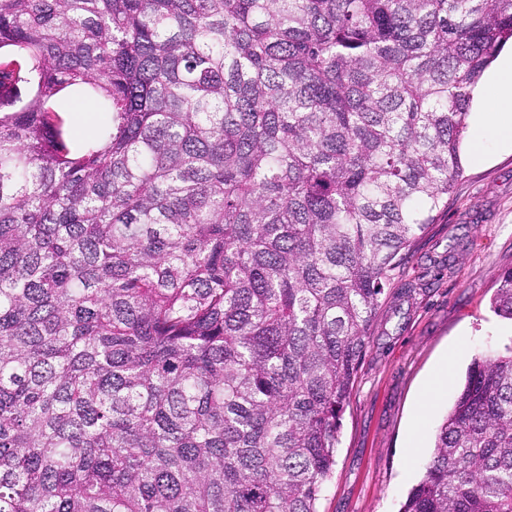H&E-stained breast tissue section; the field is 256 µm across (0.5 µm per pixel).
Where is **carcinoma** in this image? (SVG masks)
Wrapping results in <instances>:
<instances>
[{"mask_svg":"<svg viewBox=\"0 0 512 512\" xmlns=\"http://www.w3.org/2000/svg\"><path fill=\"white\" fill-rule=\"evenodd\" d=\"M510 40L512 0H0V512H319ZM400 512H512L511 348ZM61 111L74 113L68 117L73 125H81L84 122L82 116L76 113H87L90 117L89 127L81 131H76L73 128L65 130L69 137L75 139H80L82 136L92 133L99 126L101 117L103 116L97 100L90 96L74 97L64 100L61 103Z\"/></svg>","mask_w":512,"mask_h":512,"instance_id":"obj_1","label":"carcinoma"}]
</instances>
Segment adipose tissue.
I'll return each instance as SVG.
<instances>
[{"label":"adipose tissue","instance_id":"adipose-tissue-1","mask_svg":"<svg viewBox=\"0 0 512 512\" xmlns=\"http://www.w3.org/2000/svg\"><path fill=\"white\" fill-rule=\"evenodd\" d=\"M475 138L477 160L487 156L481 142L492 138L502 148H512V52L503 53L498 68L476 91Z\"/></svg>","mask_w":512,"mask_h":512}]
</instances>
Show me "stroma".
Listing matches in <instances>:
<instances>
[{
    "mask_svg": "<svg viewBox=\"0 0 512 512\" xmlns=\"http://www.w3.org/2000/svg\"><path fill=\"white\" fill-rule=\"evenodd\" d=\"M474 151L467 136L447 209L377 310L319 512H399L474 358L512 345V320L491 309L500 273L512 268V152L480 163ZM443 365L446 385L422 404Z\"/></svg>",
    "mask_w": 512,
    "mask_h": 512,
    "instance_id": "stroma-1",
    "label": "stroma"
}]
</instances>
